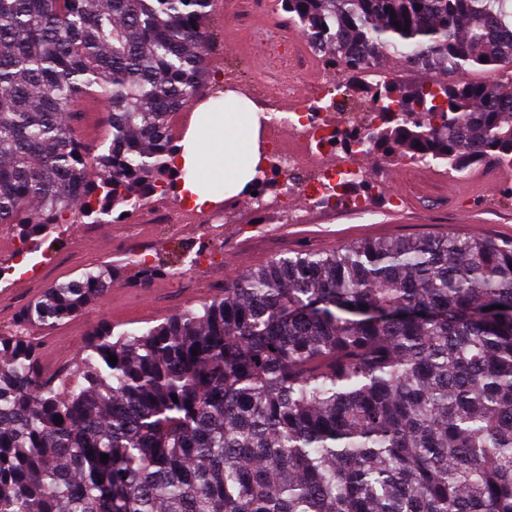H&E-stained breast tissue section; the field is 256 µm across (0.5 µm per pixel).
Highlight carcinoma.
Returning <instances> with one entry per match:
<instances>
[{
	"label": "carcinoma",
	"mask_w": 512,
	"mask_h": 512,
	"mask_svg": "<svg viewBox=\"0 0 512 512\" xmlns=\"http://www.w3.org/2000/svg\"><path fill=\"white\" fill-rule=\"evenodd\" d=\"M277 3L351 76L393 53L434 72L512 63V0ZM215 7L0 0V229L18 253L185 183L170 119L208 83ZM377 93L397 106L371 154L512 163L500 84ZM87 98L108 112L92 150L73 127ZM117 280L106 263L56 282L0 332V512H512V242L275 257L156 326L97 323L75 370L45 374L30 331Z\"/></svg>",
	"instance_id": "cac0c4a2"
}]
</instances>
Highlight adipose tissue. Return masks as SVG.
<instances>
[{"mask_svg":"<svg viewBox=\"0 0 512 512\" xmlns=\"http://www.w3.org/2000/svg\"><path fill=\"white\" fill-rule=\"evenodd\" d=\"M256 105L225 106L213 113L207 126L188 137L182 162L190 172L183 189L187 200L204 206L213 199L215 185L243 188L260 164L255 129Z\"/></svg>","mask_w":512,"mask_h":512,"instance_id":"adipose-tissue-1","label":"adipose tissue"}]
</instances>
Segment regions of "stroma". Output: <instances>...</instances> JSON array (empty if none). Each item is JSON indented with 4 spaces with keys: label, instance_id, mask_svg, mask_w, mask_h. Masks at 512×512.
Listing matches in <instances>:
<instances>
[{
    "label": "stroma",
    "instance_id": "1",
    "mask_svg": "<svg viewBox=\"0 0 512 512\" xmlns=\"http://www.w3.org/2000/svg\"><path fill=\"white\" fill-rule=\"evenodd\" d=\"M228 8L213 12L209 29L213 36L211 66L232 70L238 79L241 95L253 97L264 79L257 66L262 59L256 49L245 48L243 29L253 20L268 23L280 18L275 0L258 4L257 0H229ZM502 72L475 68L458 74L448 70L430 73L401 58L389 57L380 69L359 74V82L419 85L437 81L453 84L502 79ZM372 186L362 206L342 202H323L299 194L296 206L306 212L308 220L294 224L287 217L268 214L257 217L248 199L238 198L234 211L223 225L153 224L148 229L152 255L165 267L166 275L150 288L139 283L135 256L139 242L119 238L113 224L94 227L95 243L83 248L80 229H58L62 244L49 248V271L43 279L24 285L9 281L0 284V329H9L19 309L39 296L53 282L77 278L85 269L107 262L120 268V286L98 299L86 313L53 329L35 330L33 338L41 347L46 372L68 366L87 339L92 326L112 321L114 311H121L122 324L141 327L162 322L194 300L196 290L207 289L216 295L231 287L244 271L264 267L271 259L296 252L330 254L344 246L405 237H442L481 235L500 242L512 241V198L494 192L479 193L475 207L460 205L448 190L449 181L467 182L469 172L451 174L447 168H433L430 177L415 175L406 167L400 181H393L394 165L377 157L361 161ZM252 224V232L239 228ZM208 251L214 262L208 267L190 265L191 255Z\"/></svg>",
    "mask_w": 512,
    "mask_h": 512
}]
</instances>
